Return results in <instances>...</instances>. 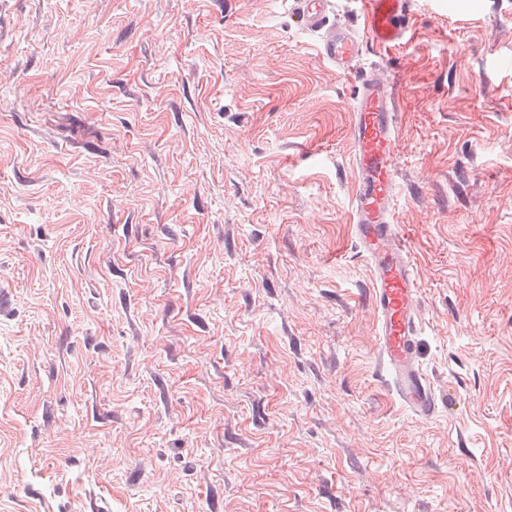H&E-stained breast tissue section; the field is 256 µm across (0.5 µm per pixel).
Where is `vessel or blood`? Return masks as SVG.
<instances>
[{"label": "vessel or blood", "mask_w": 512, "mask_h": 512, "mask_svg": "<svg viewBox=\"0 0 512 512\" xmlns=\"http://www.w3.org/2000/svg\"><path fill=\"white\" fill-rule=\"evenodd\" d=\"M362 28L331 19L332 0H294L305 31L318 35L317 52L338 74L357 76L350 139L356 182L351 203L354 235L370 270L378 364L385 384L421 420L439 412V397L420 363L419 285L408 242L396 223L397 97L384 68L358 70L365 42L398 46L408 32L410 0H362Z\"/></svg>", "instance_id": "obj_1"}]
</instances>
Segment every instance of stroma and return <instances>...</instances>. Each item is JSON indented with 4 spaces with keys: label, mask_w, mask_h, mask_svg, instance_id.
I'll use <instances>...</instances> for the list:
<instances>
[{
    "label": "stroma",
    "mask_w": 512,
    "mask_h": 512,
    "mask_svg": "<svg viewBox=\"0 0 512 512\" xmlns=\"http://www.w3.org/2000/svg\"><path fill=\"white\" fill-rule=\"evenodd\" d=\"M377 376L355 81L285 0H0V512H512V0H411Z\"/></svg>",
    "instance_id": "1"
}]
</instances>
